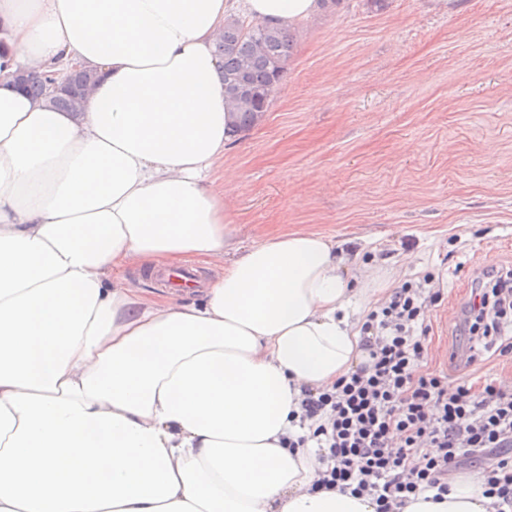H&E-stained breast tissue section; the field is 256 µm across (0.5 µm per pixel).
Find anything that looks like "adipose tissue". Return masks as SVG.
Listing matches in <instances>:
<instances>
[{
	"label": "adipose tissue",
	"mask_w": 512,
	"mask_h": 512,
	"mask_svg": "<svg viewBox=\"0 0 512 512\" xmlns=\"http://www.w3.org/2000/svg\"><path fill=\"white\" fill-rule=\"evenodd\" d=\"M238 10L294 33L323 4L0 0V512H376L314 489L300 401L361 361L397 272L314 231L236 242L211 175ZM75 65L98 73L81 111L14 86ZM190 259L222 269L190 304L124 276ZM480 482L402 512H489Z\"/></svg>",
	"instance_id": "ef3b65f1"
}]
</instances>
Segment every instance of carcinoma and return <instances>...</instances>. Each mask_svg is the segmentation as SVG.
Returning <instances> with one entry per match:
<instances>
[{"instance_id":"cac0c4a2","label":"carcinoma","mask_w":512,"mask_h":512,"mask_svg":"<svg viewBox=\"0 0 512 512\" xmlns=\"http://www.w3.org/2000/svg\"><path fill=\"white\" fill-rule=\"evenodd\" d=\"M293 45V35L278 28L247 26L238 19L224 25L216 52L224 59V95L240 114V130L250 128L267 111L272 97L283 85ZM65 78V90L51 95L49 105L78 112L86 91L96 80L95 72L76 70ZM18 87L34 98L45 94L44 79L29 73L20 77Z\"/></svg>"}]
</instances>
